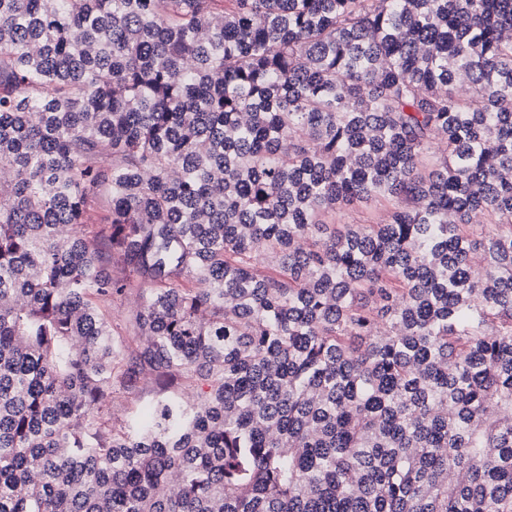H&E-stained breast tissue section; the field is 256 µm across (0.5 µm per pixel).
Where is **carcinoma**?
Instances as JSON below:
<instances>
[{
	"label": "carcinoma",
	"instance_id": "cac0c4a2",
	"mask_svg": "<svg viewBox=\"0 0 512 512\" xmlns=\"http://www.w3.org/2000/svg\"><path fill=\"white\" fill-rule=\"evenodd\" d=\"M0 512H512V0H0ZM140 303V289L134 288L124 298L112 303V318L122 325L135 313ZM144 392L141 393H114L107 402V408L112 414V420L117 424L123 421L128 410L135 404L144 400Z\"/></svg>",
	"mask_w": 512,
	"mask_h": 512
}]
</instances>
